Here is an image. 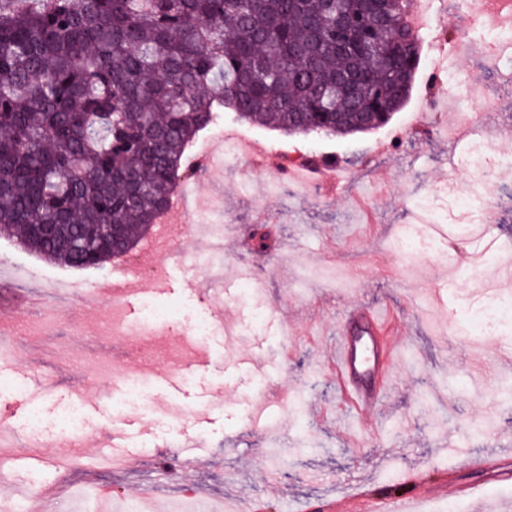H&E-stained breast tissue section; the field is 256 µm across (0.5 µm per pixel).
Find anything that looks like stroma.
I'll list each match as a JSON object with an SVG mask.
<instances>
[{
    "label": "stroma",
    "instance_id": "obj_1",
    "mask_svg": "<svg viewBox=\"0 0 512 512\" xmlns=\"http://www.w3.org/2000/svg\"><path fill=\"white\" fill-rule=\"evenodd\" d=\"M433 15L440 25L423 37L409 98L387 125L348 137L290 135L224 111L200 134L191 155L229 131L260 140L283 159L334 164L307 203L279 196L274 173L242 155L212 175L188 172L185 182L197 198L218 201L210 220L224 247L201 257L198 238L169 225L185 259L151 254L163 277L143 272L134 297L172 313L184 305L223 311V329L206 338L160 329L148 341L132 334L111 343L105 328L115 300L95 291L110 266L67 268L0 234L1 274L14 281L20 270L37 267L38 285L49 297L60 283L73 285L64 313L14 312L19 341L0 359V410L8 413L0 424L17 430L33 411L52 418L77 401L90 454L62 475L20 472L16 481L39 486L61 478L71 489L56 500L62 512L73 502L83 512H126L133 505L141 512H197L226 500L261 503L262 512H321L330 502L334 512H366L365 502L347 503L356 489L372 500L415 474L429 484L452 474L460 485H482L480 507L450 493L425 503L423 512H512V483L456 468L461 453L490 458L512 449V401L498 400L499 378L482 372L500 348L512 347V282L500 283L492 301L467 274L468 259L486 245L470 236L473 224L489 225L501 239L485 277L512 264V194L491 185L484 200L471 198V142L462 140L452 152L439 132L455 112H433L422 126L414 124L427 100L447 95V78L461 67L456 20L441 0H434ZM489 109L512 128V95L490 96L481 78L459 110L477 116ZM418 204L433 205L448 227L441 280L435 267L394 247ZM259 235L267 250L256 249ZM218 273L226 284L219 304L196 289L202 276ZM358 305L388 310L401 345L390 396L378 412L361 417L344 409L323 367L338 323ZM490 307L503 318L499 336L468 342ZM107 367L118 378L148 376L141 407H124L119 381L101 384L99 372ZM22 384L26 392L17 393ZM105 392L112 408L101 405ZM185 408L193 414L181 425ZM114 433L132 448L131 465L104 474L93 452ZM358 435L365 446L356 451ZM184 455L202 459V466L180 473Z\"/></svg>",
    "mask_w": 512,
    "mask_h": 512
}]
</instances>
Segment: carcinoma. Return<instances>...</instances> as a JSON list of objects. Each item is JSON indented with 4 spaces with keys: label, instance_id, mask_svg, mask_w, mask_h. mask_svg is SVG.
Instances as JSON below:
<instances>
[{
    "label": "carcinoma",
    "instance_id": "cac0c4a2",
    "mask_svg": "<svg viewBox=\"0 0 512 512\" xmlns=\"http://www.w3.org/2000/svg\"><path fill=\"white\" fill-rule=\"evenodd\" d=\"M409 2L0 0V229L95 268L167 209L213 113L367 131L418 69Z\"/></svg>",
    "mask_w": 512,
    "mask_h": 512
}]
</instances>
